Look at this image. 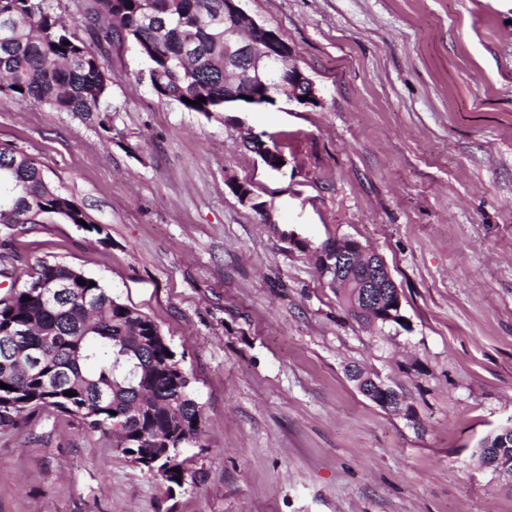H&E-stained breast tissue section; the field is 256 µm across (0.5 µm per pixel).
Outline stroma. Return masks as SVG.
Masks as SVG:
<instances>
[{
    "mask_svg": "<svg viewBox=\"0 0 512 512\" xmlns=\"http://www.w3.org/2000/svg\"><path fill=\"white\" fill-rule=\"evenodd\" d=\"M245 7L319 105L190 112L118 40L106 111L0 100V143L103 228L0 224V298L42 263L81 271L160 326L202 409L197 478L171 494L111 432L36 411L0 430V512H512L474 457L512 426V0ZM342 238L384 259L404 326L343 311L312 259ZM352 366L415 420L363 397Z\"/></svg>",
    "mask_w": 512,
    "mask_h": 512,
    "instance_id": "stroma-1",
    "label": "stroma"
}]
</instances>
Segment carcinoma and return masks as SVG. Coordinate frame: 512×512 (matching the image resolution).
Returning a JSON list of instances; mask_svg holds the SVG:
<instances>
[{"instance_id":"cac0c4a2","label":"carcinoma","mask_w":512,"mask_h":512,"mask_svg":"<svg viewBox=\"0 0 512 512\" xmlns=\"http://www.w3.org/2000/svg\"><path fill=\"white\" fill-rule=\"evenodd\" d=\"M89 26L101 28L107 42L129 40L145 60V75L160 100L174 101L206 116L231 103L251 109L275 105L288 91L269 82L273 95L254 99L246 78L224 84V0H95ZM112 82L93 50L54 15L46 0H0V96L33 100L59 112H104ZM200 97L206 101L195 105ZM88 220L72 200L45 179L36 160L10 144H0V223L44 224ZM67 271L43 263L36 277L51 282ZM364 266L329 284L349 317L384 326L377 310L364 306L358 285ZM73 279L69 305L41 302L28 288L0 300L3 332L21 324L33 333L19 337L20 348L42 354L41 368L0 354V429L13 428L31 412L54 408L89 429L112 432L116 447L159 476L166 492L193 477L183 450L197 442L201 409L188 374L174 356L158 324L129 306L95 279ZM30 300H24V297ZM72 395H66V392ZM512 454V428L484 437L476 450L480 465L493 466L499 453Z\"/></svg>"}]
</instances>
